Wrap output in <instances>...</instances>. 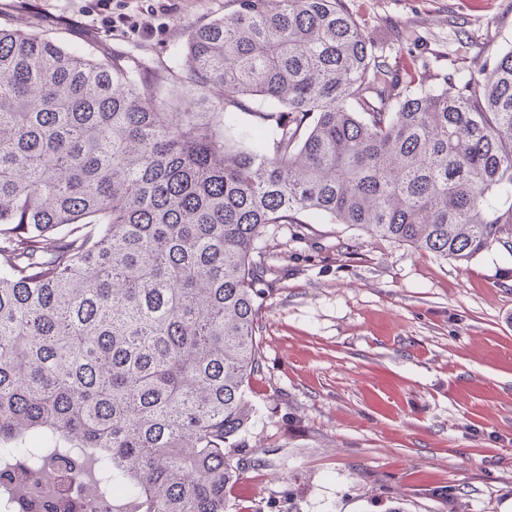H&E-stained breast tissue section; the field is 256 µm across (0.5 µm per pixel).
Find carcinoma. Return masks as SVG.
<instances>
[{
  "label": "carcinoma",
  "instance_id": "obj_1",
  "mask_svg": "<svg viewBox=\"0 0 512 512\" xmlns=\"http://www.w3.org/2000/svg\"><path fill=\"white\" fill-rule=\"evenodd\" d=\"M165 66L0 28V486L36 448L112 512H229L262 367L269 227L307 214L443 259L509 245L512 50L440 77L390 64L348 0H234ZM255 111L268 133L224 137Z\"/></svg>",
  "mask_w": 512,
  "mask_h": 512
}]
</instances>
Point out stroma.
Returning <instances> with one entry per match:
<instances>
[{
	"instance_id": "1",
	"label": "stroma",
	"mask_w": 512,
	"mask_h": 512,
	"mask_svg": "<svg viewBox=\"0 0 512 512\" xmlns=\"http://www.w3.org/2000/svg\"><path fill=\"white\" fill-rule=\"evenodd\" d=\"M0 0V26L187 75V30L233 0ZM127 9L139 34L112 30ZM389 61L475 72L512 0H350ZM250 381L252 465L231 512H512V249L466 262L331 219L275 225Z\"/></svg>"
}]
</instances>
